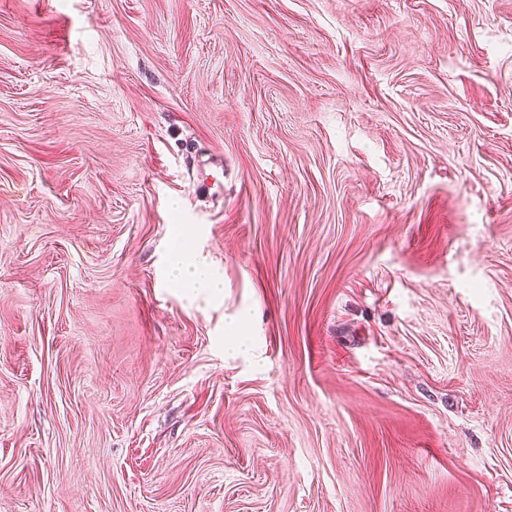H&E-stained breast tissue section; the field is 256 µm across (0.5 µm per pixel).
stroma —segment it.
Returning <instances> with one entry per match:
<instances>
[{
	"instance_id": "35a3bbf8",
	"label": "stroma",
	"mask_w": 512,
	"mask_h": 512,
	"mask_svg": "<svg viewBox=\"0 0 512 512\" xmlns=\"http://www.w3.org/2000/svg\"><path fill=\"white\" fill-rule=\"evenodd\" d=\"M0 512H512V0H0ZM169 271L175 279L187 283L191 288L213 291L224 288V283L211 278L200 263L189 260L188 253L182 245H176L171 251Z\"/></svg>"
}]
</instances>
